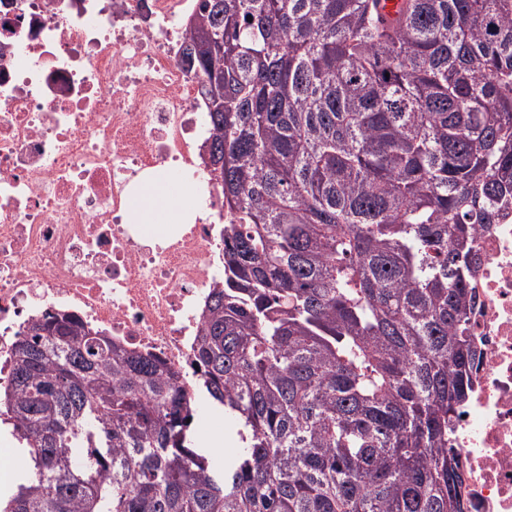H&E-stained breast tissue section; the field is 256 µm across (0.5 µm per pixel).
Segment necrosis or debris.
Here are the masks:
<instances>
[{
	"mask_svg": "<svg viewBox=\"0 0 512 512\" xmlns=\"http://www.w3.org/2000/svg\"><path fill=\"white\" fill-rule=\"evenodd\" d=\"M197 0H0V394L19 333L58 311L177 374L206 414L195 344L224 279L211 135L181 61ZM200 182L193 223L154 243L130 211L133 181ZM469 332L480 361L454 418L464 512H512V208L480 228Z\"/></svg>",
	"mask_w": 512,
	"mask_h": 512,
	"instance_id": "4bbe7bcc",
	"label": "necrosis or debris"
}]
</instances>
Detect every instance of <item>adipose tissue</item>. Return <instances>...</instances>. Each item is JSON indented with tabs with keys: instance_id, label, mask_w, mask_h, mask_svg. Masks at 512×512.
Segmentation results:
<instances>
[{
	"instance_id": "1",
	"label": "adipose tissue",
	"mask_w": 512,
	"mask_h": 512,
	"mask_svg": "<svg viewBox=\"0 0 512 512\" xmlns=\"http://www.w3.org/2000/svg\"><path fill=\"white\" fill-rule=\"evenodd\" d=\"M187 204L186 196L176 192L167 178L149 175L141 179L131 200L137 222L151 232L175 223Z\"/></svg>"
}]
</instances>
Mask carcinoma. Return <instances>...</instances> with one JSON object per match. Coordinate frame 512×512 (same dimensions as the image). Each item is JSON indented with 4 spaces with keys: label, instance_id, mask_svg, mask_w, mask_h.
<instances>
[{
    "label": "carcinoma",
    "instance_id": "1",
    "mask_svg": "<svg viewBox=\"0 0 512 512\" xmlns=\"http://www.w3.org/2000/svg\"><path fill=\"white\" fill-rule=\"evenodd\" d=\"M201 0L182 58L219 183L224 283L178 377L68 314L15 345L4 512H463L478 228L512 205V0ZM84 458L72 467L68 454ZM221 415L223 413V418L217 419V420H211L207 419L203 421L201 424V431L205 438L213 437L215 435L220 436L221 438L224 436V447L220 448L221 446H214L215 448H220V453L215 452V448H210L209 439L207 440H198L202 446H205L206 448L210 449L215 457L217 459H223L222 456L229 457L231 455V452L233 448H236L235 443L233 442V436H234V424L231 419L224 416V412L217 410ZM225 448V454L222 455V452H224ZM27 455L23 450L14 449L13 454L10 457V471L5 475L2 471L1 478V466H0V495L4 499L3 489L6 484H10V491H14L16 483V477L22 472L27 464Z\"/></svg>",
    "mask_w": 512,
    "mask_h": 512
}]
</instances>
